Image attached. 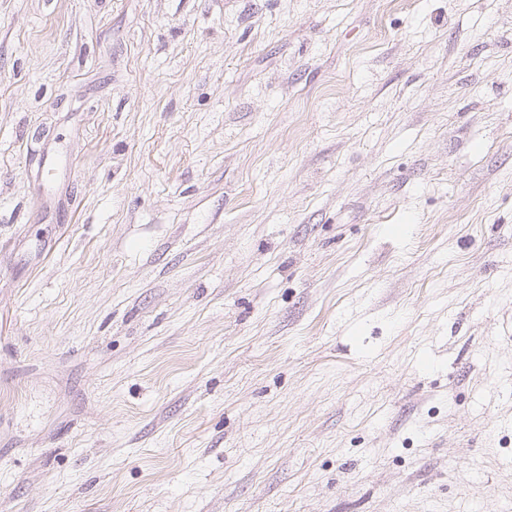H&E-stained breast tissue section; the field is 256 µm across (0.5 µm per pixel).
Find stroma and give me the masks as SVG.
<instances>
[{
	"mask_svg": "<svg viewBox=\"0 0 512 512\" xmlns=\"http://www.w3.org/2000/svg\"><path fill=\"white\" fill-rule=\"evenodd\" d=\"M507 313L512 0H0V512H512Z\"/></svg>",
	"mask_w": 512,
	"mask_h": 512,
	"instance_id": "35a3bbf8",
	"label": "stroma"
}]
</instances>
